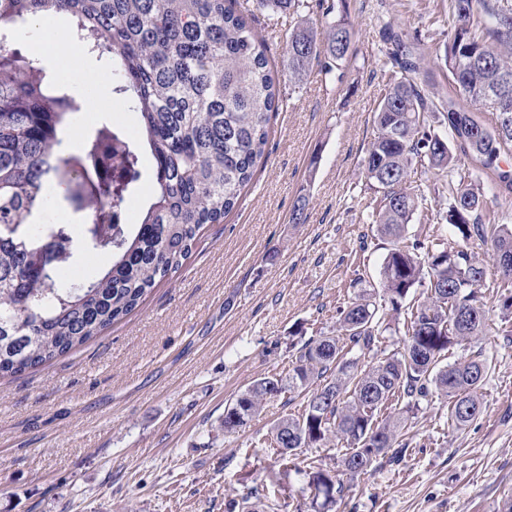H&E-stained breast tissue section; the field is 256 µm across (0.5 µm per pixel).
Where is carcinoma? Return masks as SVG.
Segmentation results:
<instances>
[{
  "label": "carcinoma",
  "instance_id": "cac0c4a2",
  "mask_svg": "<svg viewBox=\"0 0 512 512\" xmlns=\"http://www.w3.org/2000/svg\"><path fill=\"white\" fill-rule=\"evenodd\" d=\"M229 0H0V377L51 362L131 314L145 295L181 265L202 228L219 224L252 179L267 143L280 95L268 68L265 41ZM325 43L317 28L288 36V71L300 80L314 62L329 73L349 56L355 26L324 4ZM304 0H253L269 15L295 14ZM455 28L445 60L467 105L448 106V137L425 130L428 101L413 79L388 88L374 112L376 133L363 159L375 199V232L393 243L380 271L381 292L367 289L339 309L336 334L291 343L288 375L254 380L224 408V426L242 429L265 404L286 392L306 393L303 410L271 427V444L288 475L300 448L347 444L337 465L310 473L313 512H331L352 480L373 466L401 461L420 401L449 400L461 428L482 412L478 391L489 365L480 352L444 365L449 348L485 335L489 311L480 291L495 288L504 317L512 315V229L487 211L481 175L451 189L443 220L458 239L406 240L423 197L410 187L416 162L448 169L453 149L490 170L506 189L512 171L498 166L512 149V5L501 0H452ZM42 14H62L77 45L112 61V82L135 112L138 137L108 122L84 142L91 168L68 166L60 133L85 97L55 82L19 47L18 31ZM495 114L480 127L469 106ZM155 166L154 199L136 224H116L108 210L138 188L141 151ZM118 159L112 180L102 157ZM97 176V198L75 245L66 228L46 222L49 180L65 189ZM488 243L499 274L489 278L469 252ZM108 254L110 267L80 286H65L57 270L77 253ZM425 296L403 307L411 290ZM406 309L403 346L388 349L385 333ZM371 360L365 364L361 360Z\"/></svg>",
  "mask_w": 512,
  "mask_h": 512
}]
</instances>
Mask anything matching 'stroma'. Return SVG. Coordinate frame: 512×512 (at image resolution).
Masks as SVG:
<instances>
[{
	"mask_svg": "<svg viewBox=\"0 0 512 512\" xmlns=\"http://www.w3.org/2000/svg\"><path fill=\"white\" fill-rule=\"evenodd\" d=\"M356 28L353 49L333 75L311 66L288 72L287 40L300 21L320 25L315 8L257 15L282 105L268 125L265 152L223 223L206 225L179 269L129 316L50 364L0 379V512H224L235 492L258 488L278 512H311L309 473L332 464L334 445L299 449L281 477L268 432L302 411L277 398L246 429L224 430V407L261 376L287 374L297 330L331 334L339 307L360 289H379L390 248L371 234L377 193L362 159L374 111L396 77L382 36L391 28L416 48L414 81L439 110L462 104L448 79L451 0H334ZM135 131L116 94L71 128L65 157L100 122ZM427 204L409 234H451L441 217L448 179L415 166ZM306 192L305 223L291 221ZM488 331L449 360L481 348L490 365L479 390L481 415L459 428L445 400L421 404L397 464L347 482L337 512H507L512 507V336L495 292L486 291Z\"/></svg>",
	"mask_w": 512,
	"mask_h": 512,
	"instance_id": "35a3bbf8",
	"label": "stroma"
}]
</instances>
